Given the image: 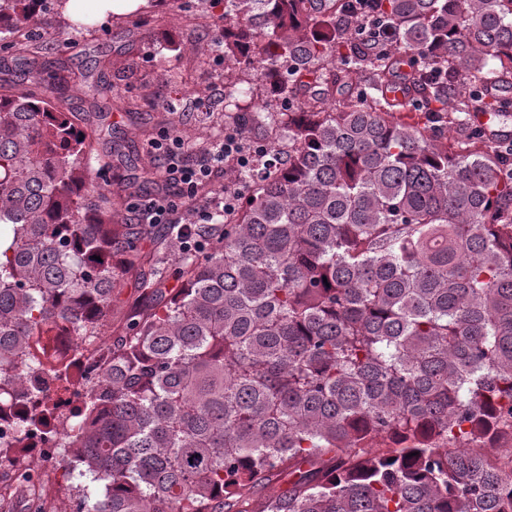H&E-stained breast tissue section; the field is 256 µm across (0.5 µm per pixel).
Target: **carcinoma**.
<instances>
[{
  "instance_id": "cac0c4a2",
  "label": "carcinoma",
  "mask_w": 512,
  "mask_h": 512,
  "mask_svg": "<svg viewBox=\"0 0 512 512\" xmlns=\"http://www.w3.org/2000/svg\"><path fill=\"white\" fill-rule=\"evenodd\" d=\"M50 3L67 0H0V393H35L54 337L98 336L120 274L145 301L60 435L102 498L62 492L83 512H224L276 470L288 485L255 512H512L488 451L512 437V141L492 129L512 120L492 94L512 0H380L377 49L356 0H224V115L286 149L253 147L236 221L174 288L172 237L112 224L156 168L94 181L130 159L101 121L137 100L19 41ZM246 73L267 99L240 120Z\"/></svg>"
}]
</instances>
